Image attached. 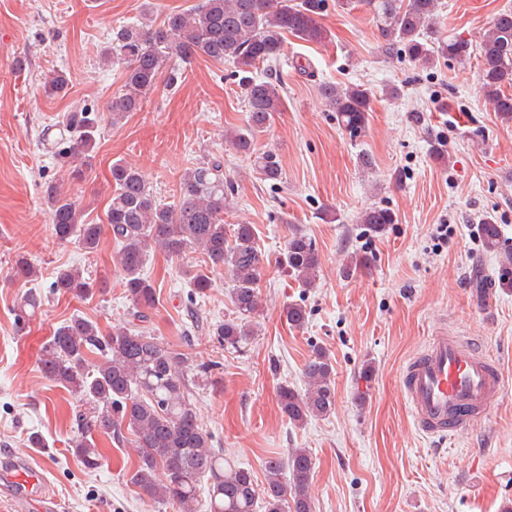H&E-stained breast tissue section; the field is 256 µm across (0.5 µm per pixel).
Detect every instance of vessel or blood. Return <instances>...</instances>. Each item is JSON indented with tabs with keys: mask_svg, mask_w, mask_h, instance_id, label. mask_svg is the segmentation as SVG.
Instances as JSON below:
<instances>
[{
	"mask_svg": "<svg viewBox=\"0 0 512 512\" xmlns=\"http://www.w3.org/2000/svg\"><path fill=\"white\" fill-rule=\"evenodd\" d=\"M401 383L417 429L432 437L472 427L503 392L497 363L445 331L406 363ZM45 481L42 466L26 460L17 472L1 476L0 486L17 512L36 498L44 512H53L55 502L45 491Z\"/></svg>",
	"mask_w": 512,
	"mask_h": 512,
	"instance_id": "1",
	"label": "vessel or blood"
}]
</instances>
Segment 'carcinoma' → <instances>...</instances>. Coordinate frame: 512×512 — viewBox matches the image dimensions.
<instances>
[{
    "label": "carcinoma",
    "mask_w": 512,
    "mask_h": 512,
    "mask_svg": "<svg viewBox=\"0 0 512 512\" xmlns=\"http://www.w3.org/2000/svg\"><path fill=\"white\" fill-rule=\"evenodd\" d=\"M372 14L385 51L399 47L408 57L428 64L436 56L463 59L468 44L450 38L433 46L425 33L435 20L438 0H360ZM326 0H199L186 11L171 12L155 23L151 12L136 22L112 29L104 59L124 68V89L106 106L107 116L89 107L75 108L57 124L58 133L44 139L58 167L73 180L92 168L99 124L108 119L117 126L131 113L142 110L158 87L178 88L184 66L198 57L233 65L248 119L230 137L235 149L253 159L264 181L281 179L279 161L271 152H255V141L283 111L280 82L260 78L256 71L284 56L286 36L307 43L331 40L323 23ZM479 72L485 100L504 121H512V12L493 20L479 45ZM69 79L57 70L46 78L43 94L65 96ZM320 93L339 124L355 135L369 122L371 95L360 85L346 87L325 82ZM112 195L106 226L119 245L116 262L131 302L134 320L112 326L108 332L85 317L73 316L54 330L43 351L40 370L51 382L69 389L87 405L78 415L71 450L82 465L94 470L102 455L94 435L122 441L133 437L138 462L131 481L141 499L165 502L176 512H198L201 479L207 481V512H314L309 483L313 457L305 448H294L286 459L264 462L265 482L236 467L213 447L212 437L200 423L189 399L185 377V353L151 334L145 326L147 311L154 307L156 289L144 276L150 255L160 251L183 259L199 252L213 269H224L231 281L235 317L215 328L225 346L236 348L251 335L252 319L260 315L258 280L265 256L258 249L254 226L237 224L227 233L224 209L232 182L224 177V161L213 158L185 172L179 183L177 203L155 199L139 172L120 163L112 165ZM52 233L61 241H73L86 253L97 251L103 226L85 222L82 209L60 188L45 189ZM394 213L371 207L359 217L370 233L382 234L395 223ZM484 248L500 255L495 276L502 288L512 289V250L507 249L501 227L490 220L480 224ZM301 287L313 288L319 271V253L312 239L296 233L276 260ZM14 276L33 280L37 270L30 259L17 255ZM193 294L202 297L210 287L209 276L185 270ZM97 281L78 267L60 269L50 284L51 292L84 298ZM43 304L41 292L30 289L17 305L15 317L26 322ZM288 325L303 327L306 308L298 302L283 307ZM103 362L92 365L90 354ZM306 389L302 392L281 384L276 397L283 416L293 425L309 417H323L336 404L333 367L326 351L313 349L304 364ZM289 477H284V473Z\"/></svg>",
    "instance_id": "carcinoma-1"
}]
</instances>
